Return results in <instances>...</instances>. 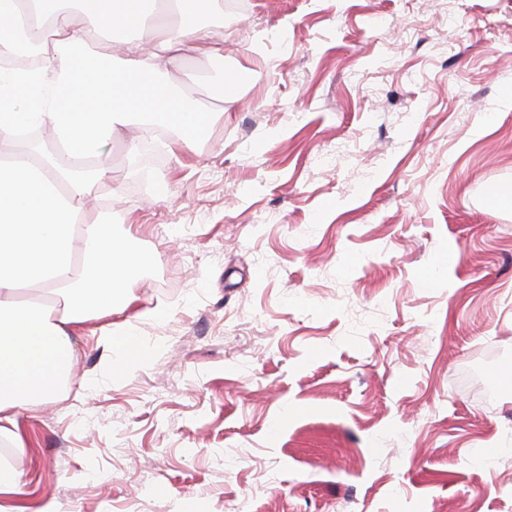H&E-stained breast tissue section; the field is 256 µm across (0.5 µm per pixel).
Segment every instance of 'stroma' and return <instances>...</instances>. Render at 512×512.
Returning <instances> with one entry per match:
<instances>
[{"mask_svg":"<svg viewBox=\"0 0 512 512\" xmlns=\"http://www.w3.org/2000/svg\"><path fill=\"white\" fill-rule=\"evenodd\" d=\"M239 2L171 69L192 148L145 181L105 147L144 359L117 381L75 337L0 506L512 512V0Z\"/></svg>","mask_w":512,"mask_h":512,"instance_id":"obj_1","label":"stroma"}]
</instances>
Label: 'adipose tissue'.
I'll return each mask as SVG.
<instances>
[{
    "label": "adipose tissue",
    "instance_id": "adipose-tissue-1",
    "mask_svg": "<svg viewBox=\"0 0 512 512\" xmlns=\"http://www.w3.org/2000/svg\"><path fill=\"white\" fill-rule=\"evenodd\" d=\"M0 0V142L17 128L51 129L63 162L0 154V440L26 452L21 413L53 401L70 379L73 339L112 342V308L148 255L112 240L86 202L109 180L104 146L128 126L178 130L191 146L208 112L167 79L185 54L215 47L199 15L216 0ZM52 42L27 69L32 26Z\"/></svg>",
    "mask_w": 512,
    "mask_h": 512
}]
</instances>
